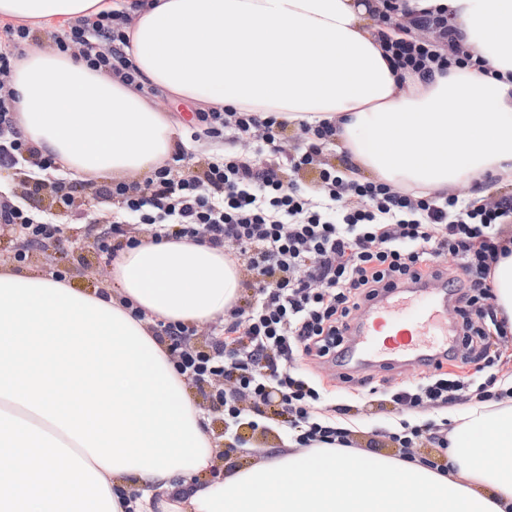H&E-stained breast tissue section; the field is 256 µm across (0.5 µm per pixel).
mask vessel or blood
<instances>
[{"instance_id":"vessel-or-blood-1","label":"vessel or blood","mask_w":512,"mask_h":512,"mask_svg":"<svg viewBox=\"0 0 512 512\" xmlns=\"http://www.w3.org/2000/svg\"><path fill=\"white\" fill-rule=\"evenodd\" d=\"M348 360L395 367L433 368L454 341L448 329V283L425 279L381 292L363 309Z\"/></svg>"}]
</instances>
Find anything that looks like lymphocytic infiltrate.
<instances>
[{"label": "lymphocytic infiltrate", "mask_w": 512, "mask_h": 512, "mask_svg": "<svg viewBox=\"0 0 512 512\" xmlns=\"http://www.w3.org/2000/svg\"><path fill=\"white\" fill-rule=\"evenodd\" d=\"M379 3L376 37L394 71L429 78L470 65L447 10L416 11L406 0ZM129 26L128 13L104 11L50 38L59 52L140 91L141 75L125 51ZM421 28L431 29L434 39L414 38L413 30ZM0 34L8 43L0 50V170L17 179L15 188L0 191V225L23 242L14 262L50 242L72 243L89 219L80 203L87 190L109 223L94 240L106 260L136 245L144 231L158 242L185 240L227 251L249 294L225 311L211 341L191 344L194 330L181 323L161 321L154 329L186 381L208 392L227 430L239 427L243 402L257 415L275 402L299 447H353L342 426L348 406L323 407L319 385L297 370V357L336 360L355 315L381 288L427 276L448 277L455 287L461 360L482 363L485 372L465 380L437 370L395 389L392 401L410 410L445 406L465 390L479 403L506 399L490 348L492 335H506L512 323L497 313L491 276L499 258L512 252L498 244L503 225L512 223L511 194L489 207L379 179L360 182L323 158L336 143L334 125L302 124L304 144L288 154L282 146L286 122L216 107L194 112L191 139L203 134L232 142L247 134L254 157H195L179 143L143 180H78L58 173L54 159L23 137L12 106L14 49L32 40L31 30L6 24ZM308 171L318 174L313 196L299 184ZM389 438L405 458L424 440L447 448L448 426L405 421Z\"/></svg>", "instance_id": "1"}]
</instances>
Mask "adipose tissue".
I'll use <instances>...</instances> for the list:
<instances>
[{
    "label": "adipose tissue",
    "mask_w": 512,
    "mask_h": 512,
    "mask_svg": "<svg viewBox=\"0 0 512 512\" xmlns=\"http://www.w3.org/2000/svg\"><path fill=\"white\" fill-rule=\"evenodd\" d=\"M445 4L473 56L425 81L384 60L375 0H0V20L45 27L130 10L128 56L175 99L327 121L357 167L432 193L512 174V0ZM25 137L92 177L171 155L166 116L118 79L30 47L12 78ZM240 274L223 250L144 239L84 291L0 265V512H512V402L451 411V472L396 456L288 446L218 464L205 412L154 334L223 315ZM135 482L140 496L121 493Z\"/></svg>",
    "instance_id": "obj_1"
}]
</instances>
